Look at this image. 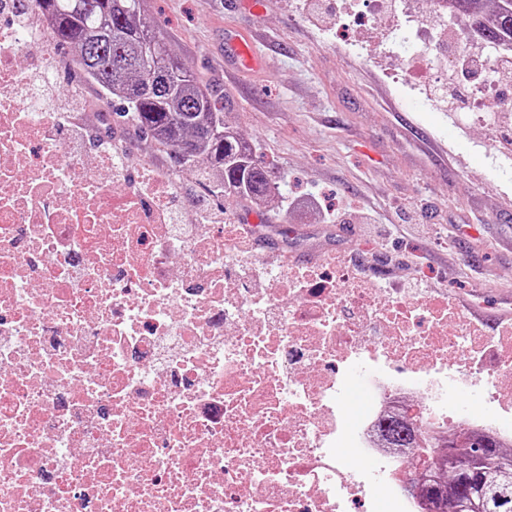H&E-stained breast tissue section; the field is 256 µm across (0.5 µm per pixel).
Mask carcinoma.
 Instances as JSON below:
<instances>
[{"label":"carcinoma","mask_w":512,"mask_h":512,"mask_svg":"<svg viewBox=\"0 0 512 512\" xmlns=\"http://www.w3.org/2000/svg\"><path fill=\"white\" fill-rule=\"evenodd\" d=\"M512 0H451L471 20L475 35L508 43L512 57ZM50 17L51 34L73 53L86 80L120 105L126 119L155 145L168 150L175 165L199 166L254 205L267 208L282 197L275 168L255 159L249 142L230 131L226 99L202 82L170 49L162 28L148 16L147 0H39ZM437 460L435 446L411 462L405 491H420L449 512H512V468L506 453L481 437L450 440L448 483L420 485L418 474Z\"/></svg>","instance_id":"1"}]
</instances>
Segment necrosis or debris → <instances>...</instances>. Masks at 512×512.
<instances>
[{
    "instance_id": "4bbe7bcc",
    "label": "necrosis or debris",
    "mask_w": 512,
    "mask_h": 512,
    "mask_svg": "<svg viewBox=\"0 0 512 512\" xmlns=\"http://www.w3.org/2000/svg\"><path fill=\"white\" fill-rule=\"evenodd\" d=\"M429 79L493 90L489 58L431 54L414 4L388 13ZM50 21L0 48V512H437L403 484L416 450L380 423L512 444V339L447 300L323 265L240 256L235 225L167 224L158 197L63 138L21 81L54 65ZM369 387L359 392L358 376Z\"/></svg>"
}]
</instances>
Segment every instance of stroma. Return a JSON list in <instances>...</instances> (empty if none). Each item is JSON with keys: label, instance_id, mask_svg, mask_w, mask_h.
<instances>
[{"label": "stroma", "instance_id": "obj_1", "mask_svg": "<svg viewBox=\"0 0 512 512\" xmlns=\"http://www.w3.org/2000/svg\"><path fill=\"white\" fill-rule=\"evenodd\" d=\"M258 11L229 0H148V10L178 57L228 97V121L274 163L287 184L280 218L263 224L255 205L231 192L213 194L199 169H175L170 156L120 118L109 124L122 143L149 151L154 168L189 184L198 207L223 208L230 224H262L248 247L266 262L354 255L374 287L411 270L479 329L512 326V159L501 158L482 121L458 127L454 113L415 98L410 55L391 79L374 66L367 44L385 40L384 18L367 27L337 14L336 0H259ZM422 21L447 34L449 56L487 51L467 42L460 20L433 13ZM247 33L266 71L224 59V31ZM55 91L81 87L87 109L111 112L71 52L55 47Z\"/></svg>", "mask_w": 512, "mask_h": 512}]
</instances>
